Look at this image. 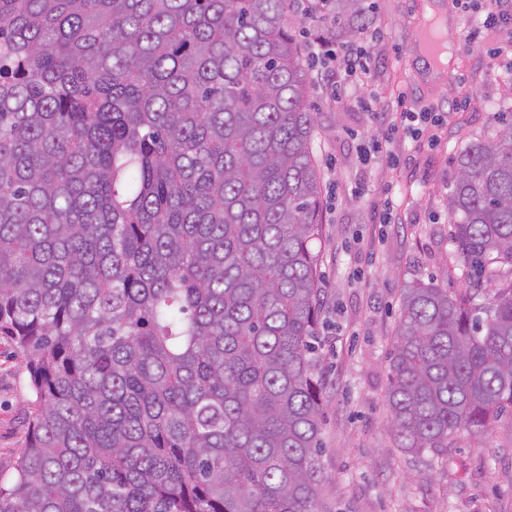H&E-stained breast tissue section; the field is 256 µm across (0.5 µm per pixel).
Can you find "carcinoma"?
Returning <instances> with one entry per match:
<instances>
[{
  "label": "carcinoma",
  "mask_w": 512,
  "mask_h": 512,
  "mask_svg": "<svg viewBox=\"0 0 512 512\" xmlns=\"http://www.w3.org/2000/svg\"><path fill=\"white\" fill-rule=\"evenodd\" d=\"M291 0H0V512H318L320 172ZM373 22L333 0L324 36ZM467 285L402 292L412 454L512 409V120L455 155ZM488 295L475 306L474 295ZM35 399L30 375L14 344L0 338V468L10 467L24 445Z\"/></svg>",
  "instance_id": "obj_1"
}]
</instances>
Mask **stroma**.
I'll return each instance as SVG.
<instances>
[{
	"label": "stroma",
	"instance_id": "stroma-1",
	"mask_svg": "<svg viewBox=\"0 0 512 512\" xmlns=\"http://www.w3.org/2000/svg\"><path fill=\"white\" fill-rule=\"evenodd\" d=\"M424 0H364L376 18L364 46L374 109L359 96L341 103L305 58L315 117L313 152L322 192L319 286L323 423L321 512H512V421L453 449L420 455L397 448L386 388L403 288L465 284L445 198L460 147L495 135L512 114V25H483L494 0H453L454 74L417 79L416 28ZM471 43H463L465 31ZM405 96L439 126L397 137L391 159L365 161L380 137V113ZM397 206L386 211L385 198ZM30 375L13 343L0 338V468L22 448L33 411Z\"/></svg>",
	"mask_w": 512,
	"mask_h": 512
}]
</instances>
